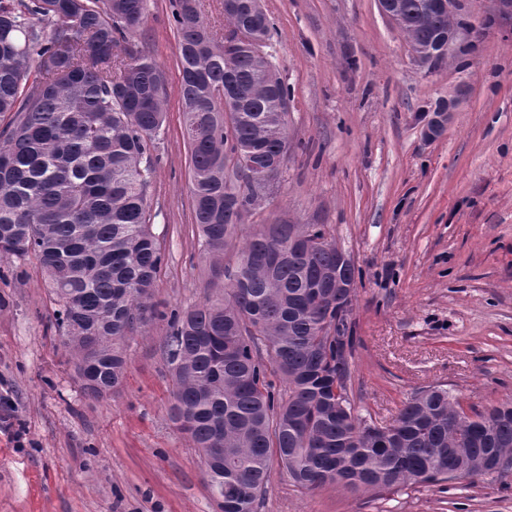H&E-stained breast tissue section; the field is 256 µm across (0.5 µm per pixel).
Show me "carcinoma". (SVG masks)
<instances>
[{
  "label": "carcinoma",
  "mask_w": 512,
  "mask_h": 512,
  "mask_svg": "<svg viewBox=\"0 0 512 512\" xmlns=\"http://www.w3.org/2000/svg\"><path fill=\"white\" fill-rule=\"evenodd\" d=\"M428 68L456 19L436 0H394ZM194 223L214 295L173 313L162 345L170 416L188 435L223 512H257L273 463L297 487L396 486L492 476L512 459V401L466 411L442 385L405 401L389 426L365 423L347 381L356 322L321 224H261L232 263L229 243L253 210L239 168L265 180L287 150L288 86L244 45L224 56L222 29L199 0H170ZM67 18L58 25L56 16ZM146 0H0V254L34 255L60 309L56 326L84 392L122 384L124 343L155 313L164 254L151 230L150 146L165 122L166 76L120 42ZM267 42L266 16L248 29ZM96 339L87 351L85 337ZM272 365L287 384L275 393Z\"/></svg>",
  "instance_id": "1"
}]
</instances>
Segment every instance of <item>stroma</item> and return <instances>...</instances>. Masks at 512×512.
<instances>
[{"label": "stroma", "instance_id": "35a3bbf8", "mask_svg": "<svg viewBox=\"0 0 512 512\" xmlns=\"http://www.w3.org/2000/svg\"><path fill=\"white\" fill-rule=\"evenodd\" d=\"M268 47L290 89L288 151L260 224L323 225L361 272L349 397L384 425L415 392L445 385L479 410L512 399V24H482L467 53L419 67L378 0H262ZM166 73L151 150V229L165 255L159 315L127 340L118 392L84 394L56 332L35 256L0 255V512H215L196 448L169 419L166 316L205 302L169 0H147L128 40ZM457 99L426 139L437 103ZM259 512H512V476L415 484L374 495L305 491L272 467Z\"/></svg>", "mask_w": 512, "mask_h": 512}]
</instances>
